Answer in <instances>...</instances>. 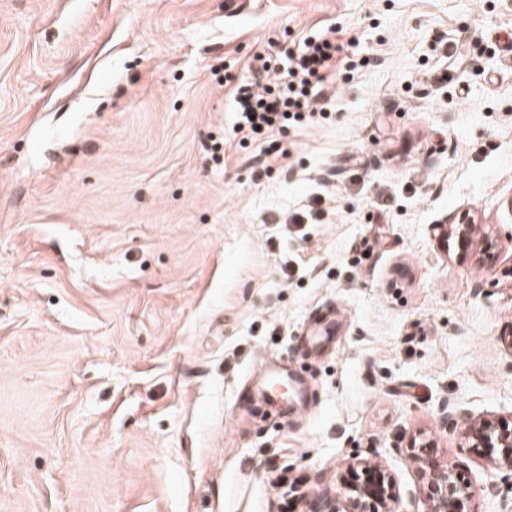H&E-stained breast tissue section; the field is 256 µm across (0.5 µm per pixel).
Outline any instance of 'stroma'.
Instances as JSON below:
<instances>
[{"mask_svg": "<svg viewBox=\"0 0 512 512\" xmlns=\"http://www.w3.org/2000/svg\"><path fill=\"white\" fill-rule=\"evenodd\" d=\"M329 27L369 63L326 116L234 134ZM511 40L512 0H0V512H321L357 459L512 512L463 435L512 420Z\"/></svg>", "mask_w": 512, "mask_h": 512, "instance_id": "35a3bbf8", "label": "stroma"}]
</instances>
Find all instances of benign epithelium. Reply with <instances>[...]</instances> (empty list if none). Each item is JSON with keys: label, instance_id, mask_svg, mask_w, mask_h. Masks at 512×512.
<instances>
[{"label": "benign epithelium", "instance_id": "obj_1", "mask_svg": "<svg viewBox=\"0 0 512 512\" xmlns=\"http://www.w3.org/2000/svg\"><path fill=\"white\" fill-rule=\"evenodd\" d=\"M453 230L461 244L473 243L471 219L463 213L453 221ZM466 441L479 448L485 459L499 469L512 473V426H503L492 418H483L469 425ZM348 469L361 470L363 477L343 487L342 506L330 501L327 512H394L397 487L394 476L379 462L356 460ZM422 475L429 512H472L470 487L451 471L423 462Z\"/></svg>", "mask_w": 512, "mask_h": 512}]
</instances>
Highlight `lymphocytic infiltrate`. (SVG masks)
I'll use <instances>...</instances> for the list:
<instances>
[{"instance_id":"f902f5d3","label":"lymphocytic infiltrate","mask_w":512,"mask_h":512,"mask_svg":"<svg viewBox=\"0 0 512 512\" xmlns=\"http://www.w3.org/2000/svg\"><path fill=\"white\" fill-rule=\"evenodd\" d=\"M356 67L354 51L332 29L306 36L298 51L284 59L262 58L267 82L260 92L244 86L232 91L236 131L253 136L308 123L321 103L325 83Z\"/></svg>"}]
</instances>
